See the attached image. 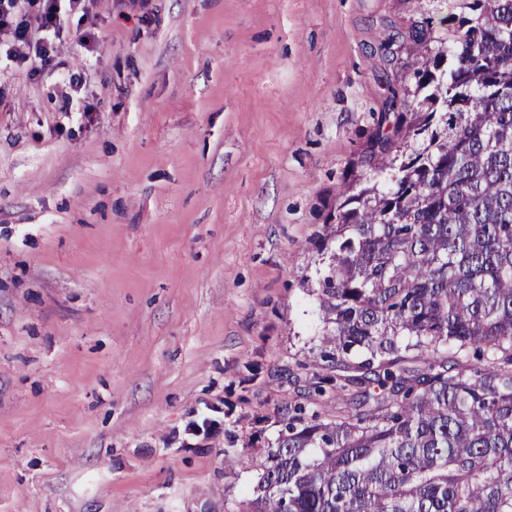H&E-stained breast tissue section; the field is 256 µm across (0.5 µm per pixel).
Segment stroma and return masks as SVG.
Segmentation results:
<instances>
[{"label": "stroma", "instance_id": "obj_1", "mask_svg": "<svg viewBox=\"0 0 512 512\" xmlns=\"http://www.w3.org/2000/svg\"><path fill=\"white\" fill-rule=\"evenodd\" d=\"M458 0H97L0 63V512H237L320 377L325 225ZM92 116L64 112L67 72ZM218 434L185 445L207 405ZM233 465H225V458Z\"/></svg>", "mask_w": 512, "mask_h": 512}]
</instances>
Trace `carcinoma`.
I'll use <instances>...</instances> for the list:
<instances>
[{"label": "carcinoma", "instance_id": "cac0c4a2", "mask_svg": "<svg viewBox=\"0 0 512 512\" xmlns=\"http://www.w3.org/2000/svg\"><path fill=\"white\" fill-rule=\"evenodd\" d=\"M459 2L404 37L415 90L326 225L320 355L356 375L288 410L238 512H512V0Z\"/></svg>", "mask_w": 512, "mask_h": 512}]
</instances>
